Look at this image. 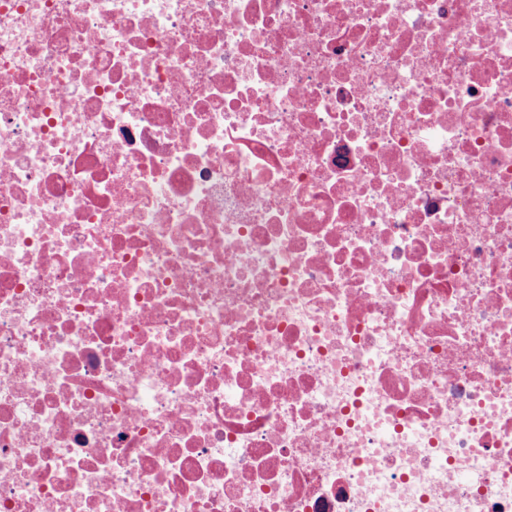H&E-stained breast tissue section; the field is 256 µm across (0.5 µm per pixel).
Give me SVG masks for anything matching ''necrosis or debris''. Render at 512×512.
Segmentation results:
<instances>
[{
  "label": "necrosis or debris",
  "instance_id": "necrosis-or-debris-1",
  "mask_svg": "<svg viewBox=\"0 0 512 512\" xmlns=\"http://www.w3.org/2000/svg\"><path fill=\"white\" fill-rule=\"evenodd\" d=\"M0 512H512V0H0Z\"/></svg>",
  "mask_w": 512,
  "mask_h": 512
}]
</instances>
